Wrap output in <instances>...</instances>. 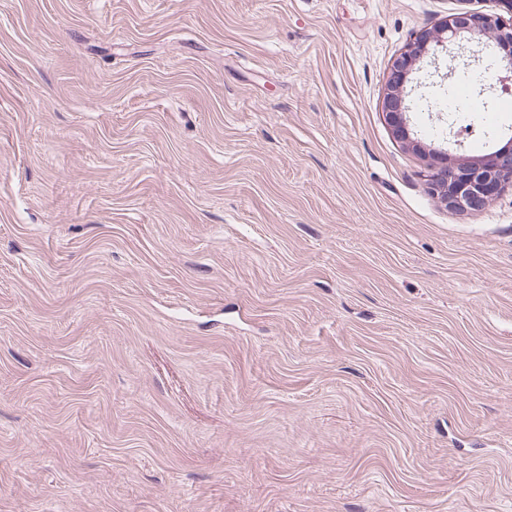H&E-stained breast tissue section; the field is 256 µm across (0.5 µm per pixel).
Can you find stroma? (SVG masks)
I'll return each instance as SVG.
<instances>
[{
    "label": "stroma",
    "instance_id": "obj_1",
    "mask_svg": "<svg viewBox=\"0 0 512 512\" xmlns=\"http://www.w3.org/2000/svg\"><path fill=\"white\" fill-rule=\"evenodd\" d=\"M484 7L0 0V512H512V179L448 209L383 114ZM438 61L422 143L511 140Z\"/></svg>",
    "mask_w": 512,
    "mask_h": 512
}]
</instances>
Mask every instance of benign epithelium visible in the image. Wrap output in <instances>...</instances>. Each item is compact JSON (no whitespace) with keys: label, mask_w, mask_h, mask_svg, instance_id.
Wrapping results in <instances>:
<instances>
[{"label":"benign epithelium","mask_w":512,"mask_h":512,"mask_svg":"<svg viewBox=\"0 0 512 512\" xmlns=\"http://www.w3.org/2000/svg\"><path fill=\"white\" fill-rule=\"evenodd\" d=\"M482 11H462L448 16L435 29L416 34L405 50L395 58L386 84L384 111L392 132L398 139L421 151L422 142L410 137L404 86L412 73V63L429 51V46H448V57L477 58L482 49L490 47L497 65L496 79L502 88L512 84V19L498 12L503 7L512 12V0H485ZM429 179L431 193L451 210L467 211L483 208L504 189L500 173L512 171V148L499 149L479 159H467L448 165V155L434 153L431 157Z\"/></svg>","instance_id":"1"}]
</instances>
